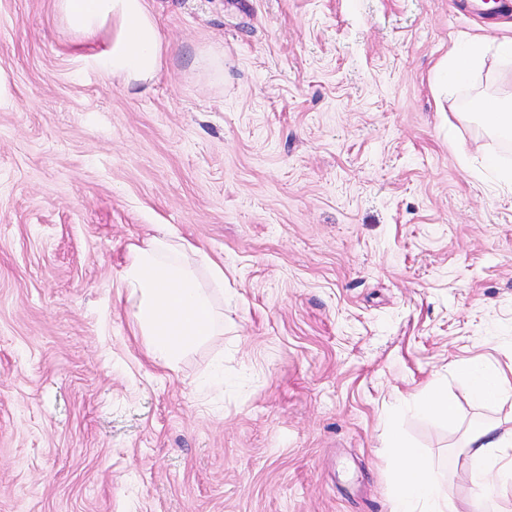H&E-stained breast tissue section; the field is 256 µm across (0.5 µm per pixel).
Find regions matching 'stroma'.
Masks as SVG:
<instances>
[{
	"label": "stroma",
	"mask_w": 512,
	"mask_h": 512,
	"mask_svg": "<svg viewBox=\"0 0 512 512\" xmlns=\"http://www.w3.org/2000/svg\"><path fill=\"white\" fill-rule=\"evenodd\" d=\"M149 3L163 71L128 87L55 0H0V512H392V427L466 507V430L512 422L455 370L512 365V140L434 71L512 6ZM160 233L224 267L174 371L119 286Z\"/></svg>",
	"instance_id": "stroma-1"
}]
</instances>
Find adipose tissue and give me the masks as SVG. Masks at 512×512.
Here are the masks:
<instances>
[{
    "label": "adipose tissue",
    "instance_id": "ef3b65f1",
    "mask_svg": "<svg viewBox=\"0 0 512 512\" xmlns=\"http://www.w3.org/2000/svg\"><path fill=\"white\" fill-rule=\"evenodd\" d=\"M55 9L73 45L99 43L93 61L104 73L130 85L152 83L160 73L165 44L148 0H55ZM465 108L489 134L512 135V102L473 95ZM191 251L190 244L168 235L151 237L130 250L122 276L147 356L171 370L218 327L214 298L224 287V269L205 256L190 262ZM384 445L401 457L393 512H458L433 470L400 432L387 433ZM464 446L475 479L493 467L512 479V428L477 422L468 428Z\"/></svg>",
    "mask_w": 512,
    "mask_h": 512
}]
</instances>
